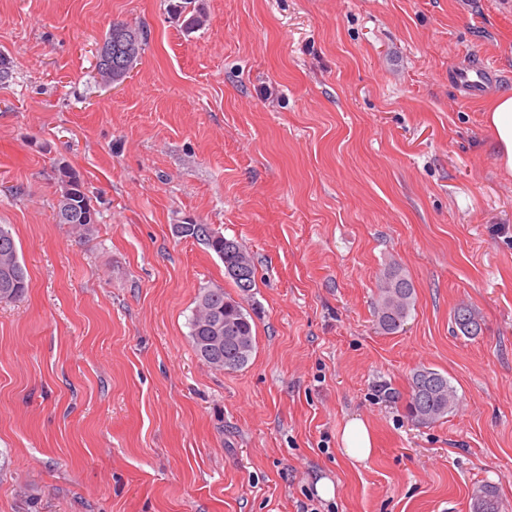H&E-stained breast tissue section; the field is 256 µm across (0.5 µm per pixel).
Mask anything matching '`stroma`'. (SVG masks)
Returning a JSON list of instances; mask_svg holds the SVG:
<instances>
[{"label":"stroma","mask_w":512,"mask_h":512,"mask_svg":"<svg viewBox=\"0 0 512 512\" xmlns=\"http://www.w3.org/2000/svg\"><path fill=\"white\" fill-rule=\"evenodd\" d=\"M0 0V224L29 288L0 302V512H512V173L490 94L512 89V0ZM143 26L128 77L99 41ZM84 177L92 233L56 220L54 168ZM254 257L256 349L234 372L195 355L202 289L224 263L176 224ZM416 303L377 327L382 272ZM482 331L463 335L459 306ZM419 366L459 396L408 419ZM368 425L352 464L342 430ZM130 25V24H129ZM128 25V26H129ZM133 28L137 34L140 37L139 42V48L138 51L130 55V51L126 56H122L121 58H114L113 55V44H112V83L113 82H121L123 81L127 75L130 73V71L133 69V65L136 63L138 58L141 56L142 52L144 51V47L146 45L147 36L145 35L144 31L140 29L139 27H131ZM456 85L468 94L484 91L494 81V70L484 64H468L458 67L454 74ZM473 512H502L503 504L499 491L492 483L478 485L472 495Z\"/></svg>","instance_id":"stroma-1"}]
</instances>
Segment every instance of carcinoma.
<instances>
[{
    "label": "carcinoma",
    "instance_id": "1",
    "mask_svg": "<svg viewBox=\"0 0 512 512\" xmlns=\"http://www.w3.org/2000/svg\"><path fill=\"white\" fill-rule=\"evenodd\" d=\"M140 37L138 51L112 59V81H123L141 56L147 36L135 28ZM59 186L57 219L68 224L76 234L83 236L99 223L98 211L92 205L82 175L73 167L60 163L55 168ZM185 238L200 240L219 258L224 267L245 272L242 278H232L239 290L235 298L222 288H205L196 300L189 318L191 346L202 363L216 371L242 369L255 351L254 321L243 306L242 297L256 286L257 268L250 253L236 240L224 237L219 231L209 229V235L200 237L192 231L183 233ZM29 288L25 263L20 260L12 233L0 225V301L14 300ZM416 292L411 280L396 266L382 274L378 288L377 324L384 334L396 333L415 306ZM455 324L466 334L478 331L475 315L468 307L454 311ZM407 415L421 425L434 424L453 410L458 400L457 389L447 376L429 368L419 367L408 378ZM473 512H503L502 499L491 483L478 485L472 495Z\"/></svg>",
    "mask_w": 512,
    "mask_h": 512
}]
</instances>
